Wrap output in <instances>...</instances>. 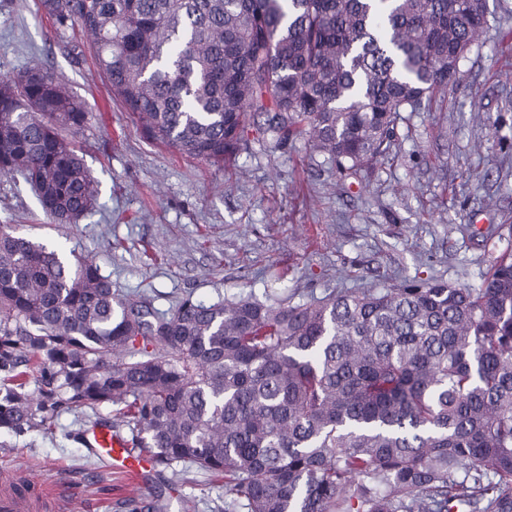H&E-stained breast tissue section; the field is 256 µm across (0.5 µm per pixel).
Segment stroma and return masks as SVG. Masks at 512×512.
<instances>
[{"label":"stroma","mask_w":512,"mask_h":512,"mask_svg":"<svg viewBox=\"0 0 512 512\" xmlns=\"http://www.w3.org/2000/svg\"><path fill=\"white\" fill-rule=\"evenodd\" d=\"M488 5L442 107L401 113L387 157L347 175L304 138H253L238 179L148 139L78 27L55 28L39 0H0V78L39 57L68 84L87 112L75 141L99 191L95 211L62 227L23 178L0 176V224L94 261L113 288L163 311L188 294L302 302L406 279L479 285L512 250V0ZM86 427L65 415L46 436L1 434L0 469L57 492L55 512H229L221 482L200 470L156 467L133 488L88 453Z\"/></svg>","instance_id":"1"}]
</instances>
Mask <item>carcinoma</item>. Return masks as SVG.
Instances as JSON below:
<instances>
[{
  "instance_id": "1",
  "label": "carcinoma",
  "mask_w": 512,
  "mask_h": 512,
  "mask_svg": "<svg viewBox=\"0 0 512 512\" xmlns=\"http://www.w3.org/2000/svg\"><path fill=\"white\" fill-rule=\"evenodd\" d=\"M91 38L156 143L222 165L249 134L356 171L454 83L488 0H40ZM82 103L41 62L0 79V175L76 224L98 191ZM113 408L158 466L245 512H512V253L477 287L403 281L169 312L0 225V432Z\"/></svg>"
}]
</instances>
